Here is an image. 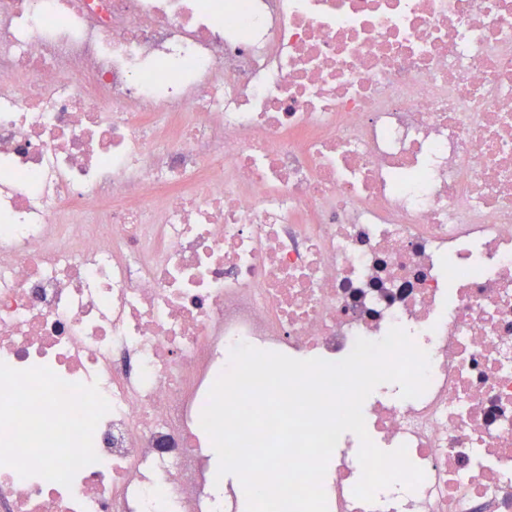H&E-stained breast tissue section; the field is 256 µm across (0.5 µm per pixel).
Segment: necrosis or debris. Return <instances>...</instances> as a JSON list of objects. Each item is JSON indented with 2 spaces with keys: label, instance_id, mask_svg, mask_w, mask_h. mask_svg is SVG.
I'll use <instances>...</instances> for the list:
<instances>
[{
  "label": "necrosis or debris",
  "instance_id": "obj_1",
  "mask_svg": "<svg viewBox=\"0 0 512 512\" xmlns=\"http://www.w3.org/2000/svg\"><path fill=\"white\" fill-rule=\"evenodd\" d=\"M394 326L429 385L363 415L425 478L359 500L344 433L328 512H512V0H0V362L111 406L0 512H232L231 349Z\"/></svg>",
  "mask_w": 512,
  "mask_h": 512
}]
</instances>
